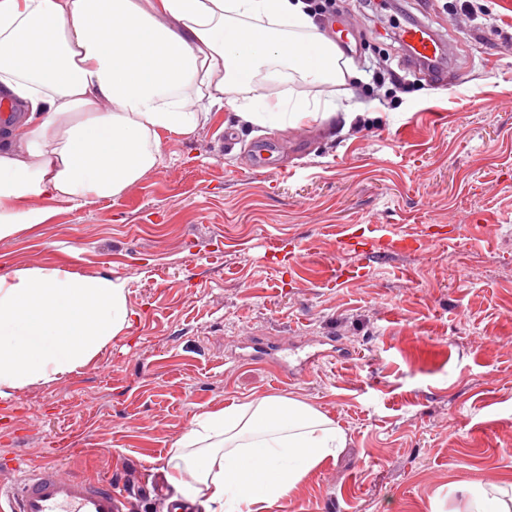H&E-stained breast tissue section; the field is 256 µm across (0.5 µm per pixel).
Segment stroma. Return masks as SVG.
I'll list each match as a JSON object with an SVG mask.
<instances>
[{"instance_id":"1","label":"stroma","mask_w":512,"mask_h":512,"mask_svg":"<svg viewBox=\"0 0 512 512\" xmlns=\"http://www.w3.org/2000/svg\"><path fill=\"white\" fill-rule=\"evenodd\" d=\"M400 0L449 44L450 85L397 64L385 11L357 23L359 80L277 72L268 103L345 104L326 121L234 129L227 110L120 195L0 244V271L126 279L132 326L72 374L0 398V484L55 462L164 512L154 478L195 416L249 397L301 400L346 434L294 504L269 512H464L512 484V0ZM357 120L346 121V112ZM383 224L420 251L363 267L339 240ZM287 343L294 375L250 355Z\"/></svg>"}]
</instances>
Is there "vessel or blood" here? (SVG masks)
<instances>
[{
	"label": "vessel or blood",
	"mask_w": 512,
	"mask_h": 512,
	"mask_svg": "<svg viewBox=\"0 0 512 512\" xmlns=\"http://www.w3.org/2000/svg\"><path fill=\"white\" fill-rule=\"evenodd\" d=\"M401 42L411 62L440 60L445 46L438 35L420 22L401 28ZM402 239L384 235L373 239L364 260H371L402 250ZM9 512H128L125 490L108 480H91L80 475L59 477L55 467L46 465L25 473L9 489L0 488Z\"/></svg>",
	"instance_id": "obj_1"
}]
</instances>
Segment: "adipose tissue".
I'll use <instances>...</instances> for the list:
<instances>
[{"label":"adipose tissue","instance_id":"obj_1","mask_svg":"<svg viewBox=\"0 0 512 512\" xmlns=\"http://www.w3.org/2000/svg\"><path fill=\"white\" fill-rule=\"evenodd\" d=\"M312 25L302 0H0V97L24 114L0 140V243L47 223L45 201L121 194L159 164L163 134H193L266 60L343 80L334 43L299 38ZM235 109L260 126L320 115ZM127 293L118 277L0 272V397L94 358L131 327ZM345 442L313 406L265 396L199 415L167 466L203 512H268Z\"/></svg>","mask_w":512,"mask_h":512}]
</instances>
